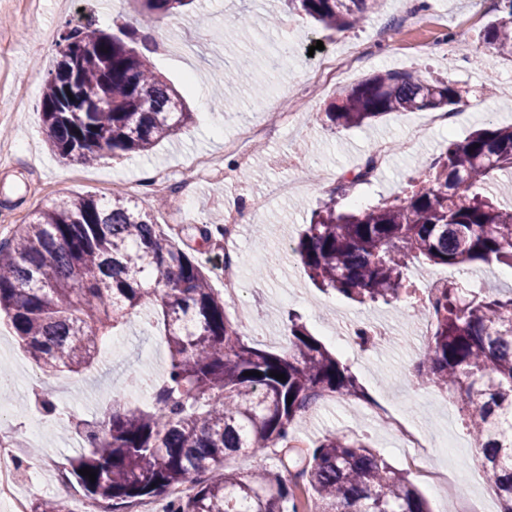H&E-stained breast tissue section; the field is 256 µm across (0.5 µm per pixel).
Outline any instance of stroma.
<instances>
[{"mask_svg":"<svg viewBox=\"0 0 512 512\" xmlns=\"http://www.w3.org/2000/svg\"><path fill=\"white\" fill-rule=\"evenodd\" d=\"M499 0H386L384 8L367 13L342 31L322 28L304 15L292 16L275 28L268 16L279 14L280 0H194L180 14L156 20L152 29L156 48L149 56L161 75L181 92L192 120L177 135L159 143L146 155H128L109 163L83 166L54 155L43 135L40 118L42 89L53 63L54 45L68 29L95 25L110 32L130 27L139 15L131 0H0V142L12 145L0 156V242L9 241L20 224L43 202L69 193H90L111 199L122 193L149 209L155 223L166 226L193 248L206 271L224 263V246L205 243L195 235L196 225L225 204L247 208L233 254L243 272L236 315L245 308L251 322L249 342L278 352L288 343L283 319L300 316L308 330L348 368L359 385L386 402L399 405L419 429L445 445L431 451L433 467L454 472L472 469L471 482L450 496L437 494L428 479L417 476L400 441L381 429L357 406L356 399L320 402L298 424L309 443L340 433L364 438L396 469L406 473L428 501L431 512H502V504L476 462L478 450L466 429L458 400L434 386L419 385L415 367L422 360L424 342H412L416 322L415 299L400 305L361 304L334 291H322L307 275L292 248L310 221L311 213L326 200L340 173L355 169L377 142L392 145L386 166L371 183L357 186L340 210L377 206L423 181L426 163L452 142L465 141L476 129L512 125V59L480 49L486 24L496 16ZM390 30L376 42L377 28ZM362 42L363 52L343 80L351 87L384 70L416 71L456 87L452 128L430 126V112H394L376 122L345 129L329 126L328 103L335 87L307 82L311 60L308 49L323 43L325 51L343 50ZM246 63L250 83H236L227 72ZM302 110H295L297 100ZM276 104L282 111H298L296 122L270 140L249 143V179L229 169L227 177H201L187 193L170 194L163 209L144 187L145 175L166 171L184 173L189 160L199 161L224 153V143L237 139L241 128L262 123L264 108ZM415 136L414 150L404 140ZM299 177L301 187L288 197L255 210L251 203L274 181ZM459 282L469 290L512 289V268L412 264L413 290L432 279ZM362 319L389 324L395 339L382 351L359 355L341 342L348 326ZM121 347L95 371L69 375L66 402L70 410L89 418L123 392L129 374L146 380L163 376L167 346L158 330L133 320L122 329ZM14 374L9 408L17 433H24L35 412L27 408V372L31 363L10 326L0 320V368Z\"/></svg>","mask_w":512,"mask_h":512,"instance_id":"obj_1","label":"stroma"}]
</instances>
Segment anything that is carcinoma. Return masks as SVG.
Here are the masks:
<instances>
[{
	"label": "carcinoma",
	"instance_id": "cac0c4a2",
	"mask_svg": "<svg viewBox=\"0 0 512 512\" xmlns=\"http://www.w3.org/2000/svg\"><path fill=\"white\" fill-rule=\"evenodd\" d=\"M142 23L193 0H133ZM330 29L356 24L383 0H287ZM98 37L92 50L86 39ZM485 47L512 56V0L485 28ZM450 85L415 71L387 70L343 89L326 111L343 128L391 112L442 110L459 102ZM45 137L80 164L142 154L192 119L183 97L158 74L135 30L116 36L73 28L58 43L41 97ZM432 179L372 209L338 212L341 181L313 212L293 251L313 283L357 301H399L409 262L512 266V205L486 195L490 177L512 171V127L483 128L450 143L431 163ZM209 243L224 225L196 227ZM435 325L421 368L458 396L486 479L512 512V291L464 301L455 283L435 288ZM156 315L168 375L146 404L116 395L97 425L77 423L84 445L66 470L99 512H124L184 483L191 492L167 512H300L296 489L316 495L314 512H428L407 475L370 445L332 433L311 448H286L297 421L325 394L357 397L356 379L297 318L288 350L245 340L203 266L132 198L64 195L39 206L13 239L0 243V314L45 375L93 368L103 343L139 314ZM258 371L261 376H246ZM283 373L282 382L269 373ZM292 402H287V399ZM281 447V471L241 475L228 457ZM97 473L96 482L78 473Z\"/></svg>",
	"mask_w": 512,
	"mask_h": 512
}]
</instances>
